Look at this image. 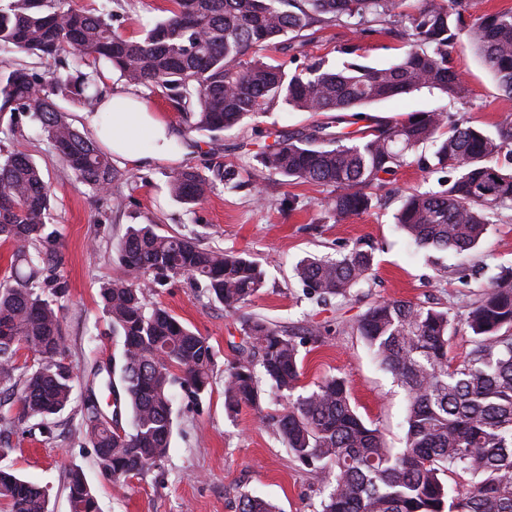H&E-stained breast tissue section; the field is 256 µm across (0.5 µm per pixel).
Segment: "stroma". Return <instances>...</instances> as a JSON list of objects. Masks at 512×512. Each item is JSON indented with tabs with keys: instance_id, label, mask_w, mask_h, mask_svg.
<instances>
[{
	"instance_id": "stroma-1",
	"label": "stroma",
	"mask_w": 512,
	"mask_h": 512,
	"mask_svg": "<svg viewBox=\"0 0 512 512\" xmlns=\"http://www.w3.org/2000/svg\"><path fill=\"white\" fill-rule=\"evenodd\" d=\"M167 7V0H122L113 25L134 35L144 24L163 17ZM401 33V27L394 25L389 31L362 36L338 22L318 29L306 51L333 68L348 61L386 67L403 51ZM449 58L465 84L463 97L424 89L370 106L369 114L391 119L436 110L491 133L498 126L512 125V98L504 95L466 35H459L450 47ZM140 94L160 117L184 133L189 148L147 170L116 162L125 179L111 190L96 193L81 183L29 119H22V133L10 143L31 155L52 191V228L60 237L61 270L70 284L61 329L75 381L71 405L56 416L50 429L33 419L20 421L18 406L0 408V446L8 450L0 464L46 487L50 512H69L66 482L72 468L83 471L101 512H235L237 498L245 491L272 502L280 512H318L317 485L306 467L288 453L271 420L272 414L287 411V398L268 392L260 408L245 407L234 416L224 409V370L237 356L245 318L263 317L299 330L312 325L324 328L321 342L300 348L302 386L313 388L328 376L345 378L358 413L380 428L393 447H402L404 392L377 363L353 325L379 299L435 303L454 318L450 355L462 360L472 340L465 324L468 305L500 267L512 266V211L500 215L483 243L467 257L422 249L398 231L394 215L404 194L438 189L440 182L452 179V172L425 177L417 169H402L378 192L368 212L337 222L325 217L320 207L327 187L281 184L263 173L256 157L259 144L270 133L330 125L333 113L276 108L213 139L188 131L165 98L145 88ZM219 164L237 170L240 187H217L191 209L170 196L171 169L187 166L204 171ZM117 196L122 199L118 207L113 204ZM132 224L155 225L163 235L184 234L208 248L247 252L261 263L265 286L237 313L208 299L199 283L185 276L147 292L149 304L166 308L208 338L216 351L213 382L198 399L178 396L167 457L143 475L116 482L100 471L96 452L79 426L88 394H96L104 412L113 410L109 373L121 360L122 340L113 335L102 312L100 289L124 275L119 246ZM357 244L373 252V281L346 300L320 304L310 298L296 265L306 257L333 256Z\"/></svg>"
}]
</instances>
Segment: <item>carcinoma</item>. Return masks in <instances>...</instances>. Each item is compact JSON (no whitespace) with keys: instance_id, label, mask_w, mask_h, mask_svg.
Masks as SVG:
<instances>
[{"instance_id":"cac0c4a2","label":"carcinoma","mask_w":512,"mask_h":512,"mask_svg":"<svg viewBox=\"0 0 512 512\" xmlns=\"http://www.w3.org/2000/svg\"><path fill=\"white\" fill-rule=\"evenodd\" d=\"M104 0L88 13L66 0H0V53L22 52L66 66L70 52L89 61L45 76L34 66L0 69V144L13 139L17 117L29 118L66 167L95 191L122 179L111 158L85 137L55 103L95 109L102 62L130 86L168 99L192 131L217 136L275 107L336 113L332 131H280L257 158L265 171L291 183L333 188L321 204L329 218L372 208L370 190L386 186L403 167L425 174L454 167L443 190L413 191L395 224L416 245L466 256L503 210H512V170L496 163L512 145V127L496 135L444 112L410 113L384 120L365 109L423 88L449 97L465 92L450 66L448 47L465 33L477 55L512 97V11L468 23L448 11V0H419L412 13L403 0H170L166 16L128 37L114 29V7ZM346 19L361 34L377 23L406 24V49L394 64L376 68L347 63L340 70L311 59L299 72L258 57L268 48L307 56L309 31ZM367 125L360 126L358 122ZM432 148L431 156L419 153ZM237 174L219 165L207 175L194 168L170 171L169 188L193 207L217 184L236 186ZM52 193L25 152L0 147V241L13 253L11 274L0 280V383L14 379L20 349L37 356L17 398L20 419L44 427L71 403L74 373L63 356L62 302L69 283L51 223ZM127 278L100 289L112 335L122 338L120 383L113 416L126 410L130 430H113L96 399L83 407L81 433L98 465L114 481L140 475L162 461L173 429L177 390L197 397L211 387L216 353L208 339L169 311L146 302V289L176 276L204 284L209 298L229 310L249 304L265 286L259 262L244 252L206 248L194 238L161 235L151 224L128 228L120 245ZM373 253L359 245L336 257H310L297 275L319 301L347 298L369 283ZM473 347L458 364L448 357L451 315L425 303L374 302L353 330L404 387L405 446L391 448L351 404L347 382L331 376L289 403L277 417L278 434L304 465L321 494L320 512H512V267H505L469 305ZM237 358L224 370V407H260L262 385L293 394L301 378L300 343L287 327L251 317L244 321ZM450 474L468 476L448 485ZM71 512H100L79 469L69 471ZM6 512H49V493L0 467ZM237 512H278L270 502L240 494Z\"/></svg>"}]
</instances>
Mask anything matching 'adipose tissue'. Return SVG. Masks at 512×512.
Returning a JSON list of instances; mask_svg holds the SVG:
<instances>
[{"label": "adipose tissue", "mask_w": 512, "mask_h": 512, "mask_svg": "<svg viewBox=\"0 0 512 512\" xmlns=\"http://www.w3.org/2000/svg\"><path fill=\"white\" fill-rule=\"evenodd\" d=\"M83 123L112 156L139 167L171 159L178 150L177 131L131 91H112L84 113Z\"/></svg>", "instance_id": "obj_1"}]
</instances>
